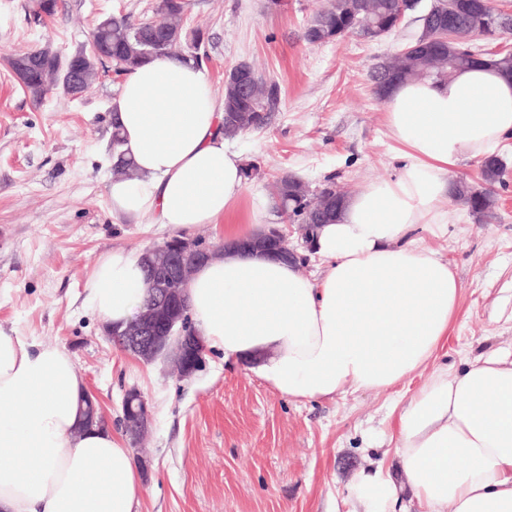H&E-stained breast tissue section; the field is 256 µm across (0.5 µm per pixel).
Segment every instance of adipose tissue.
Instances as JSON below:
<instances>
[{
    "label": "adipose tissue",
    "instance_id": "ef3b65f1",
    "mask_svg": "<svg viewBox=\"0 0 512 512\" xmlns=\"http://www.w3.org/2000/svg\"><path fill=\"white\" fill-rule=\"evenodd\" d=\"M403 164L347 198L322 225L317 279L256 253L216 252L187 288L207 350L248 364L281 396L333 398L388 390L426 373L395 426L405 476L358 472L354 512H512V359L479 357L456 373L437 366L458 309L452 266L412 234L453 219L448 167L485 158L512 135V77L487 65L452 79L406 81L384 99ZM112 109L136 181L109 186L113 214L150 213L187 233L224 223L232 242L261 231L265 200L247 224L227 218L244 191L239 153L225 145L224 103L201 70L160 56L128 72ZM142 252L98 258L87 303L106 325H125L146 294ZM86 386L56 346L0 331V512H136L144 490L132 451L103 427L81 426Z\"/></svg>",
    "mask_w": 512,
    "mask_h": 512
}]
</instances>
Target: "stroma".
Returning a JSON list of instances; mask_svg holds the SVG:
<instances>
[{"label": "stroma", "mask_w": 512, "mask_h": 512, "mask_svg": "<svg viewBox=\"0 0 512 512\" xmlns=\"http://www.w3.org/2000/svg\"><path fill=\"white\" fill-rule=\"evenodd\" d=\"M324 2L285 0L272 13L265 0H188L186 25L203 33L202 72L216 95L241 61L281 87L267 128L228 143L255 167L233 207L237 223H247L253 199L270 198L286 174L314 190L330 178L354 194L398 170L400 147L370 72L401 49L414 26L376 41L307 44L302 32ZM159 3L58 0L39 23L30 0H0V331L67 351L116 436L124 434L125 390L144 394L153 421L140 443L148 470L138 512H351L347 487L359 471L380 466L403 480L392 439L395 404L423 376L381 392L293 401L210 352L200 372L181 380L109 342L85 302L98 257L142 250L173 232L149 215L131 222L112 213L111 103L121 81L111 63L99 65L82 96L55 86L37 103L4 58L46 45L71 55L102 18L150 19ZM498 155L506 173L495 219L479 221L452 200L456 223L445 235H421L462 287L437 359L452 371L480 354L512 351V137Z\"/></svg>", "instance_id": "stroma-1"}]
</instances>
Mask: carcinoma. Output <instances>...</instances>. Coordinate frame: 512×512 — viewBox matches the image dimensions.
Masks as SVG:
<instances>
[{
  "mask_svg": "<svg viewBox=\"0 0 512 512\" xmlns=\"http://www.w3.org/2000/svg\"><path fill=\"white\" fill-rule=\"evenodd\" d=\"M478 8L456 13L446 18V24L429 34L430 45L423 50L418 47L421 32H416L405 46L413 53L423 55L420 62L410 61V55L400 61L397 58L383 60L384 65L399 68L398 81L421 79L446 80L456 71L480 62L479 48L473 44L459 43L447 39L446 33L456 28L465 30L470 36L495 38L508 31L494 24L497 15L489 0H476ZM400 0H327L304 30L303 38L309 44L335 41L346 33L358 34L367 39L373 37L374 27L393 32L400 26L398 21ZM187 0H160L156 15L167 29V43L157 48L148 46L153 36L151 22H135L126 15H111L100 20L89 34L88 47L79 53L82 72V90H87L96 80L98 64L102 58L92 49L99 46V39L107 40L112 51L111 64L121 76L135 66L161 55H176L196 65L201 57L193 54L198 49L201 33L185 25ZM19 85L35 99H41L49 83L61 76L57 69L58 54L43 46L7 58ZM234 69L254 79L256 98L242 99L233 86L224 83V138L234 139L240 135L263 130L277 107L281 88L273 80L259 76L248 62H241ZM112 156L116 174L132 180L137 176L133 160L122 150V137L117 126H112ZM484 185L477 187L466 181L456 183L454 198L468 208L472 215L482 221L496 217V197L492 186L503 182L504 164L497 156L484 158L480 162ZM303 180L293 174L281 176L276 182L275 206L277 212L289 224H330L336 217V192L324 194L316 202L301 193Z\"/></svg>",
  "mask_w": 512,
  "mask_h": 512,
  "instance_id": "carcinoma-1",
  "label": "carcinoma"
}]
</instances>
